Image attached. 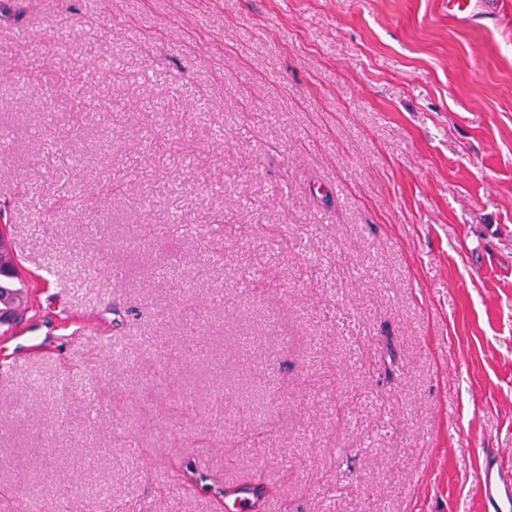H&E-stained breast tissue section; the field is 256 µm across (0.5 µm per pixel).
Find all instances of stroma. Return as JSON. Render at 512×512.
Returning a JSON list of instances; mask_svg holds the SVG:
<instances>
[{
	"label": "stroma",
	"mask_w": 512,
	"mask_h": 512,
	"mask_svg": "<svg viewBox=\"0 0 512 512\" xmlns=\"http://www.w3.org/2000/svg\"><path fill=\"white\" fill-rule=\"evenodd\" d=\"M2 133L33 309L0 336V512L32 486L42 512H225L218 486L484 512L487 450L512 461V0H0ZM51 256L97 285L43 281ZM87 313L110 346L75 341Z\"/></svg>",
	"instance_id": "obj_1"
}]
</instances>
